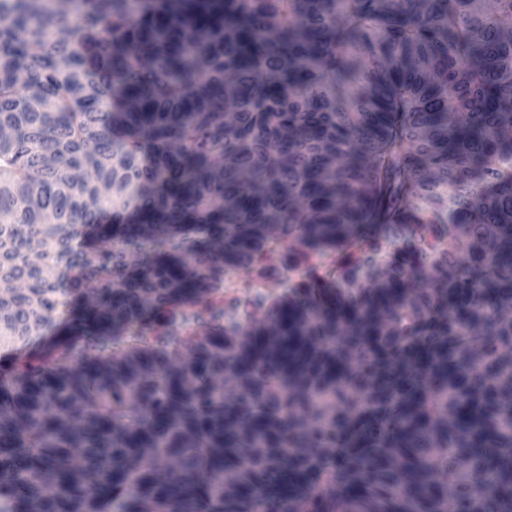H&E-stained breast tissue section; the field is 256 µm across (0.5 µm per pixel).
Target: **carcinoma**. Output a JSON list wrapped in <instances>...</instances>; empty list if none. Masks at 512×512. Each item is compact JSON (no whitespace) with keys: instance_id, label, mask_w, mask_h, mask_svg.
Returning a JSON list of instances; mask_svg holds the SVG:
<instances>
[{"instance_id":"carcinoma-1","label":"carcinoma","mask_w":512,"mask_h":512,"mask_svg":"<svg viewBox=\"0 0 512 512\" xmlns=\"http://www.w3.org/2000/svg\"><path fill=\"white\" fill-rule=\"evenodd\" d=\"M0 129V512H512V0H4Z\"/></svg>"}]
</instances>
